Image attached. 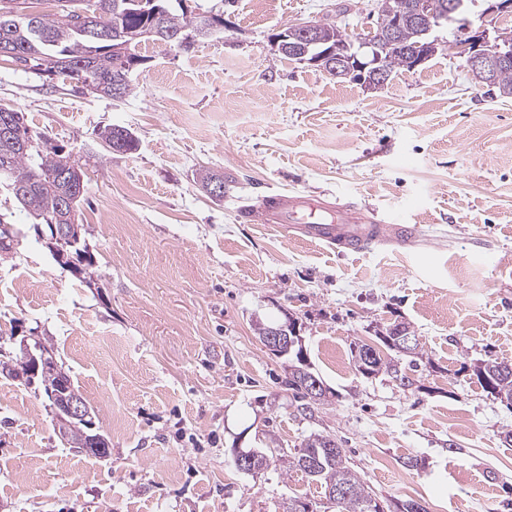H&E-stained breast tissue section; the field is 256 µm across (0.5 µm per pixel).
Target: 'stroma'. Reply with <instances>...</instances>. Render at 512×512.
Segmentation results:
<instances>
[{
  "instance_id": "stroma-1",
  "label": "stroma",
  "mask_w": 512,
  "mask_h": 512,
  "mask_svg": "<svg viewBox=\"0 0 512 512\" xmlns=\"http://www.w3.org/2000/svg\"><path fill=\"white\" fill-rule=\"evenodd\" d=\"M223 31L145 42L120 100L0 57V106L72 153L97 270L63 269L6 191L0 351L37 335L95 411L105 458L70 448L39 385L0 375V512H339L299 471H237L235 448L298 451L320 433L378 498L426 512H512V408L477 367L512 361V97L446 50L369 90L279 54L280 29L376 25L378 0H187ZM136 138L109 152L103 127ZM233 176L222 200L198 170ZM331 192L420 225L427 247L361 255L237 219L268 190ZM293 319L329 390L305 411L257 323ZM403 323L423 357L401 388L357 345ZM419 462L417 469L407 459Z\"/></svg>"
}]
</instances>
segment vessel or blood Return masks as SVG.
<instances>
[{
	"mask_svg": "<svg viewBox=\"0 0 512 512\" xmlns=\"http://www.w3.org/2000/svg\"><path fill=\"white\" fill-rule=\"evenodd\" d=\"M238 217L340 253L364 252L379 243L406 246L418 238L417 225L379 216L330 192L272 191L256 203L240 206Z\"/></svg>",
	"mask_w": 512,
	"mask_h": 512,
	"instance_id": "vessel-or-blood-1",
	"label": "vessel or blood"
}]
</instances>
